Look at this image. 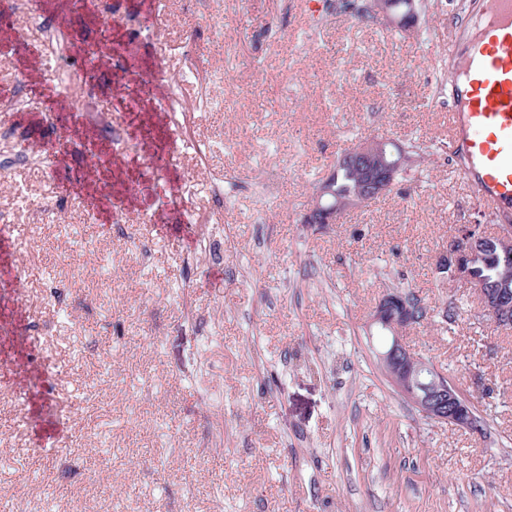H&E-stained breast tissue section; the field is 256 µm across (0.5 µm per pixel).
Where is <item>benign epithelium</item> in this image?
I'll list each match as a JSON object with an SVG mask.
<instances>
[{
	"label": "benign epithelium",
	"mask_w": 512,
	"mask_h": 512,
	"mask_svg": "<svg viewBox=\"0 0 512 512\" xmlns=\"http://www.w3.org/2000/svg\"><path fill=\"white\" fill-rule=\"evenodd\" d=\"M382 15L386 21L407 30L415 29L420 19L416 0H407L401 12L395 10L393 0H386L382 3ZM386 143V138H364L352 147L347 161L367 164ZM399 152L400 158L395 167L364 185L358 198L359 204L371 203L387 194L397 184V177L409 171L413 156L405 147L399 148ZM333 176L334 172H329L316 190L314 200L303 214L301 223H337V211L321 205L323 195L330 191L329 183ZM486 237V232L479 224L462 227L455 237L448 240V246L443 250L436 269L438 273L466 286L479 302L480 313L495 327L511 330L512 291L507 288L498 291L487 288L485 281L475 277L470 269V261ZM416 321L417 310L406 301L404 295L397 292L386 294L373 315L375 324L391 328L394 334L391 348L378 354L382 365L391 366L387 374L389 382L426 419L471 432H483L481 415L476 410L473 395L448 380V375L439 371L430 361L412 353L402 337L398 336L400 330L414 325Z\"/></svg>",
	"instance_id": "1"
}]
</instances>
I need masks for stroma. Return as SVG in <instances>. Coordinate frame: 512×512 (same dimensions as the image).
I'll return each instance as SVG.
<instances>
[{
    "instance_id": "obj_1",
    "label": "stroma",
    "mask_w": 512,
    "mask_h": 512,
    "mask_svg": "<svg viewBox=\"0 0 512 512\" xmlns=\"http://www.w3.org/2000/svg\"><path fill=\"white\" fill-rule=\"evenodd\" d=\"M300 2L162 0L144 40L122 46V73L97 72L118 91L138 82L131 115L103 107L76 77L73 49L51 44L59 9L37 17L12 0L0 42L7 512H512V394H499L512 384V331L479 318L465 286L435 270L462 226L497 221L438 148L458 67L448 41L470 24L471 0H427L411 33L350 15L310 27ZM32 47L47 76L32 70ZM153 57L158 81L144 76ZM191 69L197 79L182 81ZM173 83L186 112L164 107ZM66 101L120 149L99 217L84 188L62 189ZM168 124L208 152L181 148L128 177L123 155L155 154L152 134ZM377 135L433 152L412 181L338 223H302L336 158ZM268 171L278 189L264 199ZM219 181L235 194L224 207ZM51 284L59 299L44 295ZM396 286L439 313L459 306L454 326L438 319L403 336L473 391L484 434L426 420L382 374L371 318ZM475 364L487 390L473 388Z\"/></svg>"
}]
</instances>
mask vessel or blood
I'll list each match as a JSON object with an SVG mask.
<instances>
[{"label":"vessel or blood","instance_id":"b4317fda","mask_svg":"<svg viewBox=\"0 0 512 512\" xmlns=\"http://www.w3.org/2000/svg\"><path fill=\"white\" fill-rule=\"evenodd\" d=\"M464 40L446 137L488 200L512 210V0H482Z\"/></svg>","mask_w":512,"mask_h":512}]
</instances>
